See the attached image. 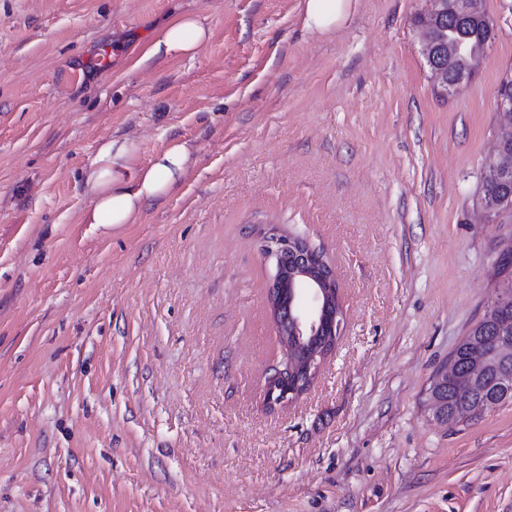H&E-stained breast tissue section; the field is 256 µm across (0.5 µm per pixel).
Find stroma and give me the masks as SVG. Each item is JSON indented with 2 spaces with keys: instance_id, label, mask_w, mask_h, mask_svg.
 <instances>
[{
  "instance_id": "1",
  "label": "stroma",
  "mask_w": 512,
  "mask_h": 512,
  "mask_svg": "<svg viewBox=\"0 0 512 512\" xmlns=\"http://www.w3.org/2000/svg\"><path fill=\"white\" fill-rule=\"evenodd\" d=\"M424 0H0V512H512V399L438 419L435 375L512 269L483 164L512 71V0L459 94L434 85ZM197 16L192 57L147 58ZM112 49L100 69L99 48ZM189 174L136 223L89 224L99 147ZM335 275L340 336L303 394L268 304L270 232ZM357 0H303V24L311 34H336L355 9ZM210 32L192 15H180L163 26L148 51V58L157 55H195L207 42Z\"/></svg>"
}]
</instances>
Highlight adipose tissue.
Here are the masks:
<instances>
[{
    "label": "adipose tissue",
    "mask_w": 512,
    "mask_h": 512,
    "mask_svg": "<svg viewBox=\"0 0 512 512\" xmlns=\"http://www.w3.org/2000/svg\"><path fill=\"white\" fill-rule=\"evenodd\" d=\"M355 6L356 0H302L304 27L314 35H333ZM209 37V30L197 17L182 15L158 31L148 54L193 55ZM190 154L187 144L178 143L136 169L132 166V142H105L86 173V192L91 201L89 223L106 227L135 223L147 203L171 195L181 185L188 174Z\"/></svg>",
    "instance_id": "ef3b65f1"
}]
</instances>
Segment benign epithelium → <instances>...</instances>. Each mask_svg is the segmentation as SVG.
I'll list each match as a JSON object with an SVG mask.
<instances>
[{
  "label": "benign epithelium",
  "instance_id": "7a95c632",
  "mask_svg": "<svg viewBox=\"0 0 512 512\" xmlns=\"http://www.w3.org/2000/svg\"><path fill=\"white\" fill-rule=\"evenodd\" d=\"M476 20L484 19L482 0H425L420 13L422 29L436 25L444 13ZM420 50L433 62L437 86L448 95L460 93L475 74L464 70L451 81L445 67L434 62L435 48L425 38L419 39ZM481 46L465 41L448 44V61L480 55ZM497 107L507 117L492 152L487 157V178L512 180V74L499 82ZM267 255L275 259L276 272L269 285V301L278 335L285 341L286 368L269 381L267 398L283 402L303 391L314 379L321 360L341 329L336 283L330 266L321 254L302 239L291 235H273L265 246ZM469 384L484 380L485 370L497 369L496 382L512 392V342L504 340L492 349L474 347L469 356Z\"/></svg>",
  "mask_w": 512,
  "mask_h": 512
}]
</instances>
